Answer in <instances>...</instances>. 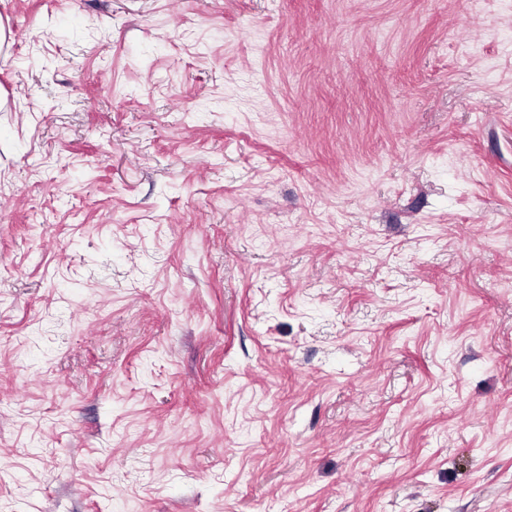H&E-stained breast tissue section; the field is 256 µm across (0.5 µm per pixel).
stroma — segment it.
Wrapping results in <instances>:
<instances>
[{
  "label": "stroma",
  "mask_w": 512,
  "mask_h": 512,
  "mask_svg": "<svg viewBox=\"0 0 512 512\" xmlns=\"http://www.w3.org/2000/svg\"><path fill=\"white\" fill-rule=\"evenodd\" d=\"M0 18V512H512V0Z\"/></svg>",
  "instance_id": "1"
}]
</instances>
